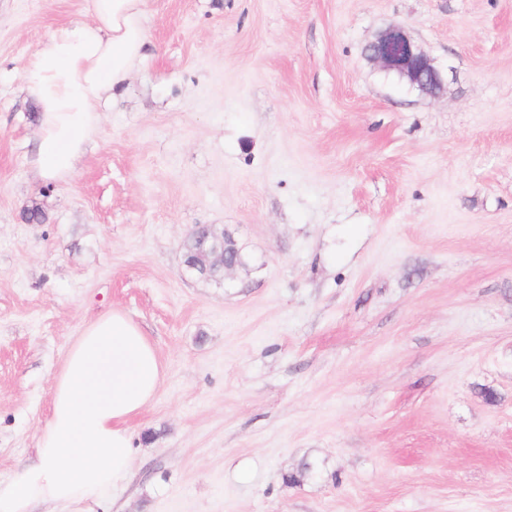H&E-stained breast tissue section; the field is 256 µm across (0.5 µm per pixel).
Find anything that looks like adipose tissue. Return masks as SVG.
I'll use <instances>...</instances> for the list:
<instances>
[{
	"mask_svg": "<svg viewBox=\"0 0 512 512\" xmlns=\"http://www.w3.org/2000/svg\"><path fill=\"white\" fill-rule=\"evenodd\" d=\"M89 19L54 30L22 69L38 106L32 166L47 183L72 178L102 103L144 57L146 0H88ZM164 378L140 326L114 309L85 325L55 378L34 461L0 480V512H94L125 483L134 444L129 424Z\"/></svg>",
	"mask_w": 512,
	"mask_h": 512,
	"instance_id": "ef3b65f1",
	"label": "adipose tissue"
}]
</instances>
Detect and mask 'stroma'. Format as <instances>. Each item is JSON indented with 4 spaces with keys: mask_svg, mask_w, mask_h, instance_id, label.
I'll return each mask as SVG.
<instances>
[{
    "mask_svg": "<svg viewBox=\"0 0 512 512\" xmlns=\"http://www.w3.org/2000/svg\"><path fill=\"white\" fill-rule=\"evenodd\" d=\"M87 18L0 0V479L119 309L165 378L107 512H512V0H148L144 60L46 183L21 69ZM393 24L439 96L366 57ZM199 224L243 255L223 284L184 269Z\"/></svg>",
    "mask_w": 512,
    "mask_h": 512,
    "instance_id": "obj_1",
    "label": "stroma"
}]
</instances>
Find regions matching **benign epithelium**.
<instances>
[{"mask_svg": "<svg viewBox=\"0 0 512 512\" xmlns=\"http://www.w3.org/2000/svg\"><path fill=\"white\" fill-rule=\"evenodd\" d=\"M365 51L367 58L383 71L425 95L436 97L444 90L443 75L402 26H391L383 31ZM212 262L227 270L234 268L237 265L235 247L224 244V252L213 254Z\"/></svg>", "mask_w": 512, "mask_h": 512, "instance_id": "benign-epithelium-1", "label": "benign epithelium"}]
</instances>
